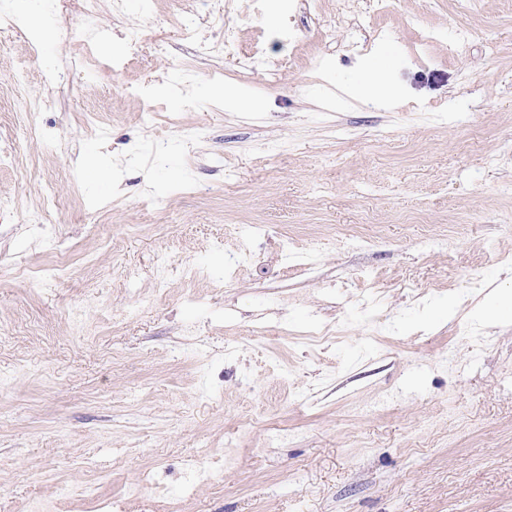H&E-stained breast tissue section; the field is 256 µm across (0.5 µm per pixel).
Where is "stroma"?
<instances>
[{
    "mask_svg": "<svg viewBox=\"0 0 512 512\" xmlns=\"http://www.w3.org/2000/svg\"><path fill=\"white\" fill-rule=\"evenodd\" d=\"M268 9L0 0V512H512V0Z\"/></svg>",
    "mask_w": 512,
    "mask_h": 512,
    "instance_id": "1",
    "label": "stroma"
}]
</instances>
